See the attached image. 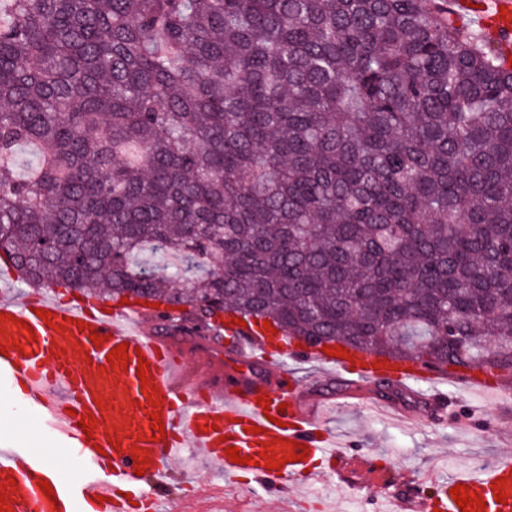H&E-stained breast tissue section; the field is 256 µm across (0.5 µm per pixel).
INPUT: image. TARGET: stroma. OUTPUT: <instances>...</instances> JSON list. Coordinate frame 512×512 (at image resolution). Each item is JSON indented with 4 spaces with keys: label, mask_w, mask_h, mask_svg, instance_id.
<instances>
[{
    "label": "stroma",
    "mask_w": 512,
    "mask_h": 512,
    "mask_svg": "<svg viewBox=\"0 0 512 512\" xmlns=\"http://www.w3.org/2000/svg\"><path fill=\"white\" fill-rule=\"evenodd\" d=\"M287 366L301 381L310 383L314 394L333 403L326 424L341 450L379 461L398 492H405L416 481L427 489L452 475L486 470L499 459L512 458V433L500 429L502 421H512V397L478 388L467 390L450 380L439 389L447 395L451 418L404 423L389 416V409L425 405L434 391L430 384L409 386L397 398H385L372 385L337 391L336 372L312 363L291 360ZM1 441L37 450L57 445L41 432L36 415L5 387H0ZM371 481L367 472L360 471L340 483L324 466L319 473L310 472L294 481L287 494L276 495L258 481L231 478L187 451L172 464L169 479L143 512H168L175 498L180 499L184 512H394L386 497L371 495Z\"/></svg>",
    "instance_id": "35a3bbf8"
}]
</instances>
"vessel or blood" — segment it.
Returning <instances> with one entry per match:
<instances>
[{"instance_id": "b4317fda", "label": "vessel or blood", "mask_w": 512, "mask_h": 512, "mask_svg": "<svg viewBox=\"0 0 512 512\" xmlns=\"http://www.w3.org/2000/svg\"><path fill=\"white\" fill-rule=\"evenodd\" d=\"M457 14L478 20L501 34L506 58L512 60V0H453ZM15 273L0 264V385L18 387L22 401L72 458L92 465L91 475L66 481L48 469L30 449L0 448V489L12 493L13 512H132L128 485L139 480L162 483L166 463L183 450L203 455L236 477L250 475L267 487L287 491L288 484L309 463L327 460L338 478L369 468L366 457L349 458L309 407L305 388L283 366V359L316 362L349 378L351 383L389 379L398 385L427 382L439 374L412 361L352 350L350 358L327 356L317 345L298 346L287 339L259 334L254 325L224 321V342L231 350L229 369L191 372L187 360L170 340L152 335L145 308L137 303L114 307L104 301L71 303L47 290L22 298L10 294ZM50 312L51 322L40 318ZM101 344H92L91 334ZM128 344L127 364H110L113 348ZM148 362L139 379L140 362ZM154 385L155 402L141 391L142 381ZM265 404H258V397ZM159 413L166 436L154 438L152 413ZM95 420L84 434L79 417ZM252 464L231 462L227 446ZM282 460L281 469L260 465L262 453ZM296 462H286V455ZM146 458L139 469L137 458ZM505 479V503H497L492 483ZM49 481L43 492L40 481ZM469 486L484 503L482 512H512V459L485 471L452 477ZM402 512H461L449 491L432 499L410 492Z\"/></svg>"}]
</instances>
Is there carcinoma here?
Instances as JSON below:
<instances>
[{"instance_id":"obj_1","label":"carcinoma","mask_w":512,"mask_h":512,"mask_svg":"<svg viewBox=\"0 0 512 512\" xmlns=\"http://www.w3.org/2000/svg\"><path fill=\"white\" fill-rule=\"evenodd\" d=\"M449 12L0 0V260L167 333L232 312L511 377L512 65Z\"/></svg>"}]
</instances>
